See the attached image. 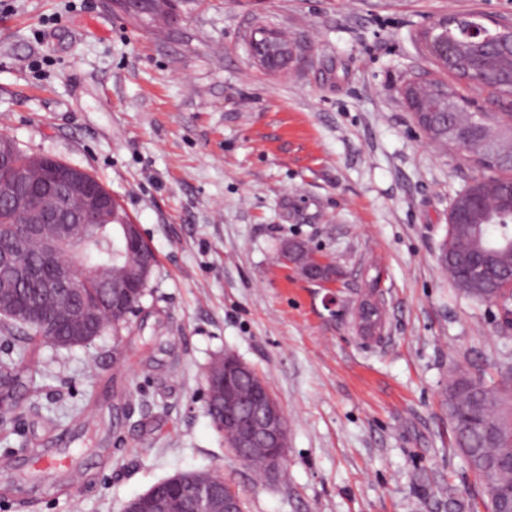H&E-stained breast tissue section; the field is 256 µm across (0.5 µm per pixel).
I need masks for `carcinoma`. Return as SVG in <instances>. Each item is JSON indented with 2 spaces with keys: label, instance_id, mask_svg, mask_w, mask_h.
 <instances>
[{
  "label": "carcinoma",
  "instance_id": "obj_1",
  "mask_svg": "<svg viewBox=\"0 0 512 512\" xmlns=\"http://www.w3.org/2000/svg\"><path fill=\"white\" fill-rule=\"evenodd\" d=\"M176 0H143L133 19L153 26L166 19L175 10ZM465 20L445 28L425 29L420 37L433 59L457 81L469 82L474 58L482 55L481 81L485 89L497 100L512 99V55H502L491 42L483 49L472 46L473 39L465 35ZM412 104L434 113L438 124L467 129L474 145L469 154L478 166L485 161L494 162L492 173L476 178L474 190L484 197V204L469 212L467 223L452 224L448 230V265L446 269L458 291L477 302L485 303L495 289L512 279V120L505 112H462L455 85L436 80L418 84L410 89ZM45 154H30L14 146L0 158V178L10 168L27 171L29 178L40 179L45 168ZM34 212L14 207L0 200V245L8 246L13 231L21 224H31ZM95 226L85 234L82 250L74 255L61 252L55 258L57 264L76 266L79 279L77 288L91 302L79 306V315L92 324L83 336H72L64 329L56 332L50 345L57 348L86 347L107 331L117 334L127 324L130 315L139 307L145 296L154 268H149L142 280L141 292L128 303L112 304L105 278H123L134 263L136 254L113 238L115 224L132 223L126 209L116 198H111L110 208L94 220ZM485 255L492 263L489 278H479L478 283L461 273L465 258ZM63 300L48 298L38 288L17 289V309L0 310V332H15L26 336V344L18 349H0V399L16 404L22 391L36 394L39 390L35 376L27 364V357L46 342L39 321V313L29 307L37 304L52 311L58 310ZM512 390L502 384H487L471 373L456 368L448 378L445 401L453 423L455 447L464 457L468 468L478 477L483 503L491 506L498 492L512 488V468L490 469L487 462L496 461L509 454L512 448Z\"/></svg>",
  "mask_w": 512,
  "mask_h": 512
}]
</instances>
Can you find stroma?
Returning <instances> with one entry per match:
<instances>
[{
  "label": "stroma",
  "mask_w": 512,
  "mask_h": 512,
  "mask_svg": "<svg viewBox=\"0 0 512 512\" xmlns=\"http://www.w3.org/2000/svg\"><path fill=\"white\" fill-rule=\"evenodd\" d=\"M178 13L158 31L101 0H0V136L95 173L158 259L121 344L31 356L42 389L0 409V437L36 448L0 469V512H123L199 469L244 512H448L452 492L480 504L444 391L456 364L496 381L512 330L439 263L450 203L481 170L428 139L403 88L434 69L418 41L434 19L512 21V0H182ZM259 24L300 44L283 70L251 59ZM288 240L336 264L334 290L278 261ZM372 264L385 322L368 343L355 310ZM227 351L286 412L275 477L206 414L205 373ZM82 403L87 421L45 419Z\"/></svg>",
  "instance_id": "obj_1"
}]
</instances>
